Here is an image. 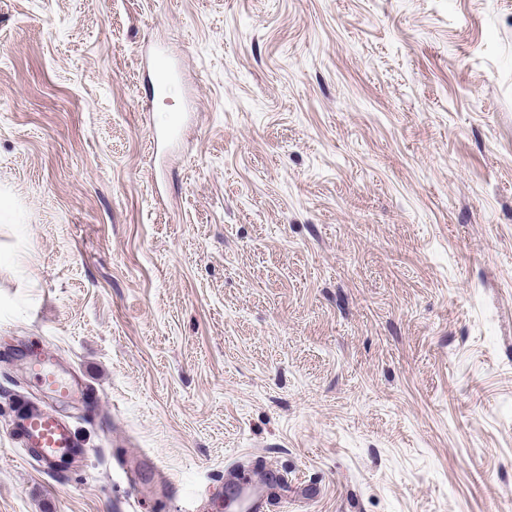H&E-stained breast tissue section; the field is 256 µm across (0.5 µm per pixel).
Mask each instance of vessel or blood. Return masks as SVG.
Segmentation results:
<instances>
[{"instance_id": "obj_1", "label": "vessel or blood", "mask_w": 512, "mask_h": 512, "mask_svg": "<svg viewBox=\"0 0 512 512\" xmlns=\"http://www.w3.org/2000/svg\"><path fill=\"white\" fill-rule=\"evenodd\" d=\"M58 357L51 353H34L28 366L44 390L56 398H79L87 407L96 409L101 404L98 391L89 386L74 387L55 370ZM14 431L20 446L36 458L46 469L53 470L71 459L84 455L85 450L73 429L64 419L27 403L14 407ZM275 477L265 484L250 482L226 487L229 500L241 502L245 512H266L270 500L269 489Z\"/></svg>"}]
</instances>
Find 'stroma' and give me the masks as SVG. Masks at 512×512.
<instances>
[{
	"label": "stroma",
	"mask_w": 512,
	"mask_h": 512,
	"mask_svg": "<svg viewBox=\"0 0 512 512\" xmlns=\"http://www.w3.org/2000/svg\"><path fill=\"white\" fill-rule=\"evenodd\" d=\"M20 399L87 455H25ZM231 472L512 512V0H0V512H220ZM58 356L51 353H34L29 362V370L37 378L40 386L57 399L67 400L78 397L87 407L94 410L101 404L98 391L88 385L75 388L69 381L61 377L55 370Z\"/></svg>",
	"instance_id": "stroma-1"
}]
</instances>
